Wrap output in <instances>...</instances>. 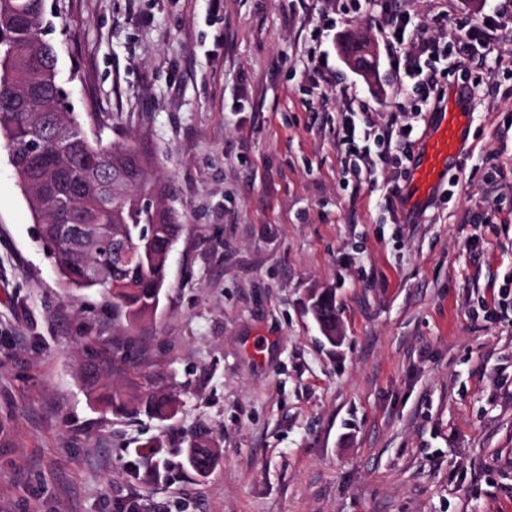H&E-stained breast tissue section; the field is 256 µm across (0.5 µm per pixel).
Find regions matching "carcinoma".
Returning a JSON list of instances; mask_svg holds the SVG:
<instances>
[{
    "instance_id": "carcinoma-1",
    "label": "carcinoma",
    "mask_w": 512,
    "mask_h": 512,
    "mask_svg": "<svg viewBox=\"0 0 512 512\" xmlns=\"http://www.w3.org/2000/svg\"><path fill=\"white\" fill-rule=\"evenodd\" d=\"M56 24L46 19L44 0H0V138L19 186L40 226L62 283L94 290L112 306V317L135 326L154 316L167 284V262L160 247L177 241L182 225L165 200L170 187L154 179L152 156L134 143L106 142L101 134H82L83 123L66 107L58 81V51L47 35ZM44 122L80 133L65 155L47 136L40 143L51 165L29 158L25 129ZM62 224H106L112 239L124 242L98 253L81 251L60 239ZM87 266L99 277L84 274ZM313 312L325 333L334 330L335 303L324 296ZM90 395L115 416L147 415L168 420L179 410L176 387L160 372H129L128 361L101 353L82 367ZM119 377L122 384L112 383ZM211 442L197 438L186 449L188 466L200 477L218 463Z\"/></svg>"
}]
</instances>
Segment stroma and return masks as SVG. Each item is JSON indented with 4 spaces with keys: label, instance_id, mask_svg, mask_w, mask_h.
Wrapping results in <instances>:
<instances>
[{
    "label": "stroma",
    "instance_id": "obj_1",
    "mask_svg": "<svg viewBox=\"0 0 512 512\" xmlns=\"http://www.w3.org/2000/svg\"><path fill=\"white\" fill-rule=\"evenodd\" d=\"M493 6L45 0L71 18L53 39L85 131L148 146L184 229L130 328L62 288L0 147V512H512V25L465 57L467 145L412 222L385 203L408 168L362 182L336 145L349 110L415 141L431 120L389 62L387 11L452 43ZM350 34L372 75L346 63ZM94 350L169 375L177 415L104 412L79 375ZM200 434L222 452L204 478L185 461ZM313 312L317 320L323 326L326 336L330 339H334L335 336H329V333L333 330L335 333V303L331 296H324L313 305Z\"/></svg>",
    "mask_w": 512,
    "mask_h": 512
}]
</instances>
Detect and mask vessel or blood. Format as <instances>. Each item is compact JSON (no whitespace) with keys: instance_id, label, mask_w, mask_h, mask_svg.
<instances>
[{"instance_id":"vessel-or-blood-1","label":"vessel or blood","mask_w":512,"mask_h":512,"mask_svg":"<svg viewBox=\"0 0 512 512\" xmlns=\"http://www.w3.org/2000/svg\"><path fill=\"white\" fill-rule=\"evenodd\" d=\"M436 121L424 140L425 157L412 165V182L416 194L429 193L438 184L443 172L458 159L470 118L469 94L465 88L454 87L446 101L435 109Z\"/></svg>"}]
</instances>
